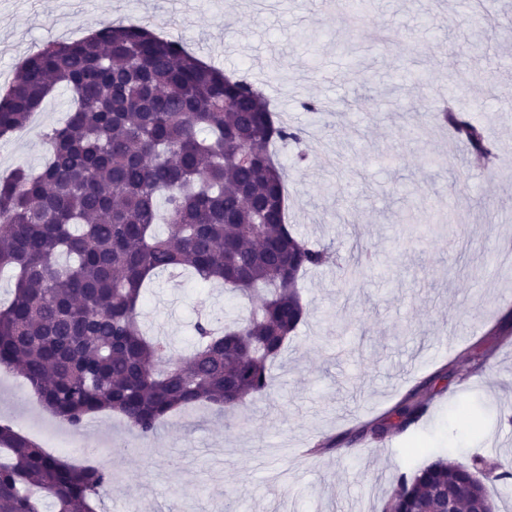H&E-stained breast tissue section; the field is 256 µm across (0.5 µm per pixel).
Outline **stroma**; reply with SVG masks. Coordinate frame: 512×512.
<instances>
[{
	"mask_svg": "<svg viewBox=\"0 0 512 512\" xmlns=\"http://www.w3.org/2000/svg\"><path fill=\"white\" fill-rule=\"evenodd\" d=\"M151 14L168 17L170 38L201 60L254 83L300 130V144L278 151L288 222L332 245L339 263L300 280L307 317L271 367L269 396L241 413L182 409L147 440L111 413L76 431L11 373L0 375V422L56 440L54 455L77 465L85 458L66 441L98 444L95 461L113 475L100 512L131 502L143 512H379L397 474L434 456L498 459L494 438H512V259L500 254L512 242V0H495L489 50L477 61L465 45L475 14L464 0H371L358 22L336 0H281L258 22L243 0H0V90L44 44ZM459 73L472 82L468 112L497 146L495 166L473 163L432 121L437 92ZM69 108L57 88L38 129L0 139V175L39 169L42 131ZM438 210L452 212L454 226L403 234L408 217L422 225ZM363 254L372 266L344 280L342 266ZM252 308L223 286L162 276L140 313L149 333L184 352L201 314L229 321ZM439 337L450 347L436 353ZM451 365L468 377L435 397L416 428L304 455L317 441L370 430ZM461 403L473 418L457 413ZM414 443L424 453L410 454Z\"/></svg>",
	"mask_w": 512,
	"mask_h": 512,
	"instance_id": "1",
	"label": "stroma"
}]
</instances>
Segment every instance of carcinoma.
<instances>
[{
  "mask_svg": "<svg viewBox=\"0 0 512 512\" xmlns=\"http://www.w3.org/2000/svg\"><path fill=\"white\" fill-rule=\"evenodd\" d=\"M59 86L71 107L44 133L45 164L0 177V270L16 279L0 307V367L20 371L70 427L108 410L139 439L181 408L227 413L267 396L270 365L306 316L300 276L330 258L290 230L286 175L271 161L299 134L253 83L138 23L110 21L21 62L0 95V138ZM435 119L472 152L492 153L463 108ZM180 268L260 305L222 329L197 320L195 346L176 357L170 338L143 332L139 308L147 283ZM454 373L412 389L374 437L416 426ZM111 482L0 424V512H97ZM443 488L460 492L461 510L480 498L498 512L471 467L443 457L400 473L380 512H442Z\"/></svg>",
  "mask_w": 512,
  "mask_h": 512,
  "instance_id": "1",
  "label": "carcinoma"
}]
</instances>
